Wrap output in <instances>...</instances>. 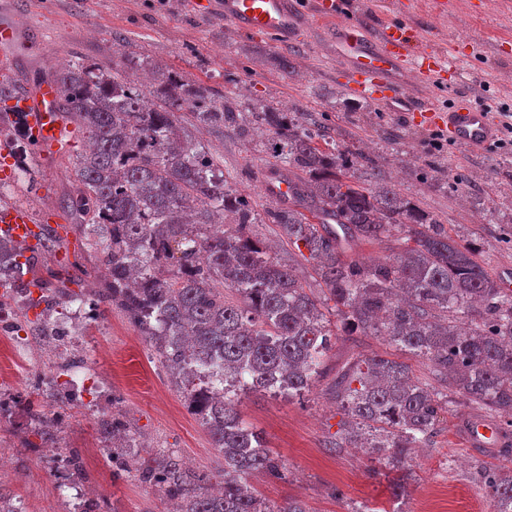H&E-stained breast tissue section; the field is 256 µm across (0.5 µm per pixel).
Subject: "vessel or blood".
<instances>
[{"instance_id":"b4317fda","label":"vessel or blood","mask_w":512,"mask_h":512,"mask_svg":"<svg viewBox=\"0 0 512 512\" xmlns=\"http://www.w3.org/2000/svg\"><path fill=\"white\" fill-rule=\"evenodd\" d=\"M205 14L223 16L237 30L288 42L309 21L330 26V55L341 62L349 92L403 113L413 125L441 133L449 143L478 155L500 140L502 128L492 111L493 98L457 92L447 78L446 56L421 50V32L405 18L390 17L369 30L354 19L350 0H206ZM25 37L13 12L0 7V59L10 60ZM424 85L427 97L412 95L408 81ZM61 99L50 80H41L21 101L35 149L60 144L66 128ZM40 216L27 208L0 203V227L30 241ZM466 444L500 450L504 438L491 421L474 419Z\"/></svg>"}]
</instances>
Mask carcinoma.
<instances>
[{
  "label": "carcinoma",
  "instance_id": "1",
  "mask_svg": "<svg viewBox=\"0 0 512 512\" xmlns=\"http://www.w3.org/2000/svg\"><path fill=\"white\" fill-rule=\"evenodd\" d=\"M52 80L62 111L89 140L64 208L105 271L96 304L120 309L138 328L224 456V486L211 491L178 454L145 457L118 417L103 418V433L121 434L112 448L118 472L179 502L180 512H309L300 501L272 506L242 482L253 471L279 478L282 464L242 421L235 399L246 390L308 391L326 372L324 356L341 325L426 359L464 402L512 413V295L369 158L311 118L300 123L280 109H252L272 135L274 175L289 188L267 223L289 247L307 250L303 259L320 278L316 294L293 265L248 235L252 204L206 145L178 135L181 110L202 129L240 126L237 104L170 76L151 102L84 60ZM39 228L33 246L15 250L0 239V262L12 266L3 287L24 286L40 252L59 244L55 229ZM385 238L392 254L379 262L345 256L356 241ZM332 395L348 418V440L392 470L429 445L442 409L430 383L379 354L339 370ZM24 413L41 445L57 442L52 418L30 404ZM482 480L493 512H512V475L485 470Z\"/></svg>",
  "mask_w": 512,
  "mask_h": 512
}]
</instances>
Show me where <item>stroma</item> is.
I'll use <instances>...</instances> for the list:
<instances>
[{"mask_svg": "<svg viewBox=\"0 0 512 512\" xmlns=\"http://www.w3.org/2000/svg\"><path fill=\"white\" fill-rule=\"evenodd\" d=\"M14 2L19 24L40 37V51L20 50L7 67H0V82L31 87L41 72L80 55L148 94L156 90L153 76L160 70L244 105L291 107L325 123L351 149L365 151L405 196L437 214L459 243L474 249L490 274H497L502 262H512V144L473 157L449 145L445 136L413 126L402 113L381 111L349 95L341 64L326 56L323 31L305 29L296 45L278 47L265 37L239 32L223 18L197 17L196 0ZM447 2V14L436 15L424 0H369L357 21L372 29L400 13L427 33L426 50L445 55L480 48L484 69L479 74L463 69L462 85L480 94L484 77L493 78L497 112L512 113V0L499 6L492 0ZM180 135L203 138L257 212L280 205V197L268 188L274 158L265 129H251L245 137L233 129L202 133L184 120ZM83 146L79 133L69 148L28 155L20 180L0 194V201L47 214L51 227L66 232L59 247L40 255L38 276L57 288L89 291L98 288L104 272L96 267L85 238L74 231L75 217L62 206L77 188L74 163ZM82 330L96 336L99 347L85 363L88 381L79 399L61 393L52 399L41 396L39 379H50L55 369L51 348L19 356L2 335L0 389L31 399L47 414H60L58 444L78 452L85 471L79 485L100 503L99 512H167L166 500L154 487L116 476L111 462L98 455L102 441L96 421L105 409L121 415L149 450H173L198 472L218 474L224 458L153 349L120 310L101 312ZM374 353L404 362L423 380L433 378L423 358L384 337L342 328L327 354L326 374L303 396L239 394L242 419L287 467L284 478L253 472L247 484L269 504L283 508L299 498L310 512H358L365 504L387 512H491L479 469L512 472V455L466 446L462 423L476 408L456 394H449L447 408L438 413L432 445L416 449L406 468L404 504L392 497L384 461L354 448L330 449V441L341 437L345 416L329 388L345 364ZM34 439L21 416L0 419V442L12 449L0 487L21 496L29 512H66L72 493L57 491L58 479L40 450L32 448Z\"/></svg>", "mask_w": 512, "mask_h": 512, "instance_id": "35a3bbf8", "label": "stroma"}]
</instances>
